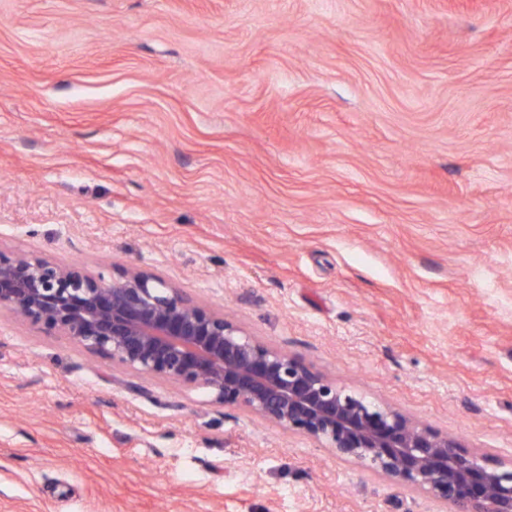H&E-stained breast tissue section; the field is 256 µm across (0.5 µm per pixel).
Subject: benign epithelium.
<instances>
[{"label": "benign epithelium", "mask_w": 512, "mask_h": 512, "mask_svg": "<svg viewBox=\"0 0 512 512\" xmlns=\"http://www.w3.org/2000/svg\"><path fill=\"white\" fill-rule=\"evenodd\" d=\"M2 312L137 372L203 387L218 404L319 442L454 512H512V462L367 401L147 270L128 266L107 279L79 264L0 252Z\"/></svg>", "instance_id": "obj_1"}]
</instances>
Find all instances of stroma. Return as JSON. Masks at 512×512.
Returning <instances> with one entry per match:
<instances>
[{"label":"stroma","instance_id":"stroma-1","mask_svg":"<svg viewBox=\"0 0 512 512\" xmlns=\"http://www.w3.org/2000/svg\"><path fill=\"white\" fill-rule=\"evenodd\" d=\"M0 251L510 462L512 0H0ZM0 512L451 508L5 312Z\"/></svg>","mask_w":512,"mask_h":512}]
</instances>
